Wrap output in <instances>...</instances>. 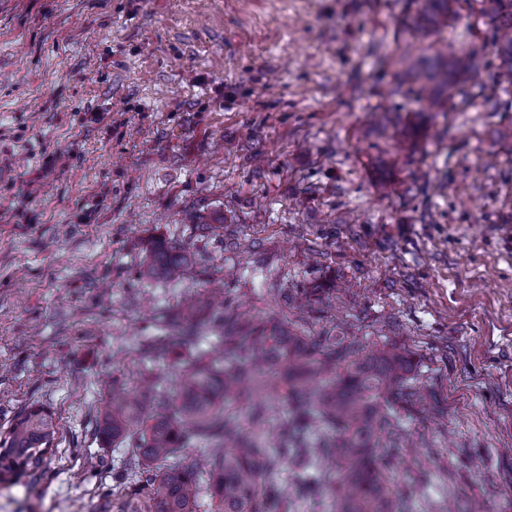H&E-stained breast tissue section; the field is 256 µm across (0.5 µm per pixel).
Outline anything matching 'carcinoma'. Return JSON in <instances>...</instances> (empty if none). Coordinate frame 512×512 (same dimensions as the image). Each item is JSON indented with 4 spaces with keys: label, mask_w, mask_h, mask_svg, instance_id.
<instances>
[{
    "label": "carcinoma",
    "mask_w": 512,
    "mask_h": 512,
    "mask_svg": "<svg viewBox=\"0 0 512 512\" xmlns=\"http://www.w3.org/2000/svg\"><path fill=\"white\" fill-rule=\"evenodd\" d=\"M460 0H412L401 25L406 31L435 33L455 21ZM490 22L480 45L438 39L433 54L415 60L401 54L380 66L399 67L391 94L408 95L406 84L420 80L432 112L469 104L463 83L481 65V51L494 50L497 64L483 107L496 112L500 93L512 89V0H474ZM188 266L182 251L155 243L140 269L147 280H177ZM280 312L212 309L207 294L188 298L178 318L161 321V334L147 343V357L189 352L188 371L175 394L112 389L98 436L132 446L124 478L131 490L112 496L101 512H198L207 493L217 512H297L272 476L288 461L299 486L329 487L336 512H397L401 491L372 461L375 448H392L405 438L402 414L416 413L426 388L409 383V355L395 349L375 352L365 338L340 325L318 337L288 311L311 302L310 289L272 288ZM211 334L210 351H193ZM56 424L51 413L30 406L14 419L0 446V484L10 487L44 467L52 453ZM204 443L212 483L180 463L181 452ZM320 459L335 463L330 476L313 470Z\"/></svg>",
    "instance_id": "1"
}]
</instances>
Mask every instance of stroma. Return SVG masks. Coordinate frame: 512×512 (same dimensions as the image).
Instances as JSON below:
<instances>
[{
	"label": "stroma",
	"mask_w": 512,
	"mask_h": 512,
	"mask_svg": "<svg viewBox=\"0 0 512 512\" xmlns=\"http://www.w3.org/2000/svg\"><path fill=\"white\" fill-rule=\"evenodd\" d=\"M405 5L0 0V435L32 405L57 424L0 512H95L125 457L96 433L113 381L185 370L143 355L161 319L219 284L266 310L274 282L315 290L312 333L340 313L413 351L447 407L403 421L435 442L399 451L408 512H512V95L379 112L377 54L430 44ZM156 242L189 256L178 283L140 279Z\"/></svg>",
	"instance_id": "35a3bbf8"
}]
</instances>
